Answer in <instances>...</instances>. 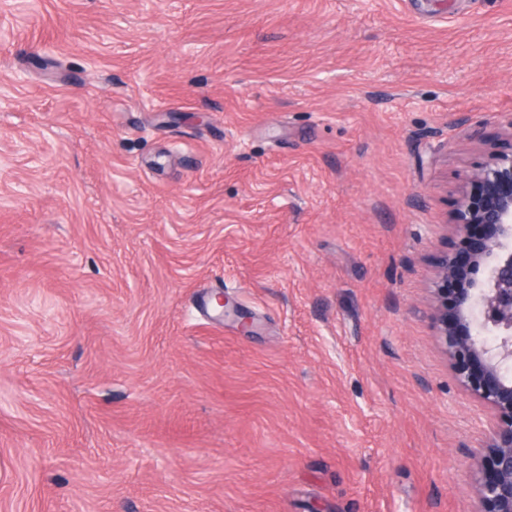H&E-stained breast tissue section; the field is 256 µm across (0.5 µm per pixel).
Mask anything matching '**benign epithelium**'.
Returning <instances> with one entry per match:
<instances>
[{
    "instance_id": "1",
    "label": "benign epithelium",
    "mask_w": 512,
    "mask_h": 512,
    "mask_svg": "<svg viewBox=\"0 0 512 512\" xmlns=\"http://www.w3.org/2000/svg\"><path fill=\"white\" fill-rule=\"evenodd\" d=\"M452 223L455 245L432 258L435 336L492 416L474 512H512V149L473 172Z\"/></svg>"
}]
</instances>
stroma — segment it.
<instances>
[{
  "label": "stroma",
  "instance_id": "stroma-1",
  "mask_svg": "<svg viewBox=\"0 0 512 512\" xmlns=\"http://www.w3.org/2000/svg\"><path fill=\"white\" fill-rule=\"evenodd\" d=\"M511 118L512 0H0V512H473L426 257Z\"/></svg>",
  "mask_w": 512,
  "mask_h": 512
}]
</instances>
